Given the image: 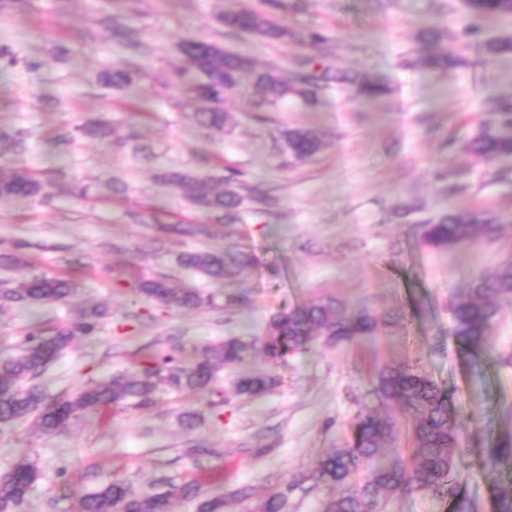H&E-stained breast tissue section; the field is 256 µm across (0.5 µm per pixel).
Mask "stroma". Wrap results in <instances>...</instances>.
<instances>
[{"instance_id": "35a3bbf8", "label": "stroma", "mask_w": 512, "mask_h": 512, "mask_svg": "<svg viewBox=\"0 0 512 512\" xmlns=\"http://www.w3.org/2000/svg\"><path fill=\"white\" fill-rule=\"evenodd\" d=\"M258 0H13L0 9V128L21 133V152L0 147V171L37 172L52 198H0V242L25 246L17 275H60L79 287L67 303L0 312V355L29 332L51 336L90 305L111 315L41 377L49 397L69 395L135 370L143 353L183 360L232 337L258 341L281 310L321 295L384 320L353 343L318 340L279 364L252 352L202 391L159 387L152 404L109 411L46 435L30 423L0 434V471L27 457L38 478L19 512H75L78 500L119 480L134 492H172V512H199L218 494L227 512H256L269 494L287 512H322L339 490L311 479L317 462L353 446L356 424L381 412L372 393L377 369L409 364L451 392L461 427V491L472 512H493L496 492L512 489V458L491 461L492 439L512 433V306L504 310L473 369L452 335L455 297L480 273L512 257V228L491 242L434 249L420 224L442 208L512 211V157L487 161L466 143L512 102V54L482 60L484 43L512 38V17L472 23L465 0H282L277 19L296 32L317 30L326 44L271 42L226 29L218 16ZM442 28L440 46L460 66L444 72L415 64L423 26ZM188 38L217 43L258 66L288 67L320 58L338 71L378 73L391 93L380 100L329 85L314 106L291 99L255 110L251 88L225 95L223 129L194 118L179 68ZM123 62L136 68L124 90L99 74ZM108 121L111 138L78 137L74 126ZM292 127L318 130L323 149L297 162L284 150ZM236 169L262 182L273 207L244 201L227 224L164 184L177 170L216 180ZM245 252L253 262L236 283L220 285L186 269L185 252ZM167 277L177 287L214 294V306L170 310L145 299L136 282ZM272 374L260 399L238 394L241 370ZM195 415L193 427L182 422Z\"/></svg>"}]
</instances>
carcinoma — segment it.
<instances>
[{
  "label": "carcinoma",
  "mask_w": 512,
  "mask_h": 512,
  "mask_svg": "<svg viewBox=\"0 0 512 512\" xmlns=\"http://www.w3.org/2000/svg\"><path fill=\"white\" fill-rule=\"evenodd\" d=\"M265 9H243L224 14V27L254 35L272 42H288L295 33L281 25L273 16L279 0H265ZM475 20L512 16V0H467ZM440 37L430 27L419 33L425 48L419 62L432 70H446L457 64L452 52L436 53L432 45ZM185 61L205 80L190 86L193 98L202 103L195 113L197 122L208 128L221 129L227 115L220 108L224 95L238 88L242 78L251 77L254 105L262 109L275 105L288 96L307 102L331 83L348 84L358 94L377 98L386 95L385 81L372 74L333 73L327 67L313 65L309 77L288 79L286 68L257 70L249 57L208 41L186 39L181 48ZM104 83L121 89L133 81V72L115 65L107 70ZM498 118L471 139L465 149L488 160L512 156V106L505 103L497 109ZM85 135L108 138L112 128L106 123H90L75 127ZM289 154L305 160L323 147L321 134L310 128L294 127L285 133ZM165 180L174 187L195 185L194 204L224 216L233 223L239 219L242 197L220 182L173 171ZM24 196L46 201V183L28 171L9 175L0 172V197ZM507 226H512V213L487 210H444L438 217L421 224L424 245L448 249L492 241ZM181 263L205 277L220 282L237 275L250 264L249 258L229 249L224 253L207 250L181 256ZM77 285L60 276H33L0 284V307L30 310L66 302ZM138 291L147 299L170 309H197L212 303V298L197 289L173 288L161 276L139 283ZM512 306V258L501 261L495 269L474 278L467 289L457 295L452 308V332L455 338L473 352H478L503 308ZM107 317V307L96 305L86 310L80 321L58 328L49 338L31 332L23 347L14 355L0 358V429L28 421L43 434L62 431L80 419H90L109 407H122L133 401L145 405L161 384L175 389L200 390L208 387L226 366L245 362L249 345L232 338L205 347L192 364H184L173 355L152 354L133 372L120 373L104 382L88 385L74 394L46 399L44 388L37 383L56 358L76 340L94 336ZM380 319L367 308L350 310L335 297L327 295L305 302L271 318L260 344L264 357L277 363L288 353L300 350L321 338L328 343L351 342L370 336ZM273 386L267 374L244 373L237 382V392L260 398ZM377 399L396 405L410 417L415 441L412 466H407L395 453L380 465L376 457L385 443H395L400 421L394 415L365 414L357 425L355 445L338 448L322 458L312 478L330 486H344L361 468H367L364 481L356 488H347L329 498L323 512H376L380 501L394 493L415 491L452 501V512H469L467 501L456 492L455 459L462 453L458 440V421L448 391L441 389L417 368L406 365H385L374 381ZM487 454L492 459L512 456V436L497 440ZM37 479V470L27 459L19 458L0 473V512H18ZM170 493H133L125 483L113 481L96 492L82 496L77 512H170ZM287 497L281 492L265 499L258 512H286Z\"/></svg>",
  "instance_id": "carcinoma-1"
}]
</instances>
